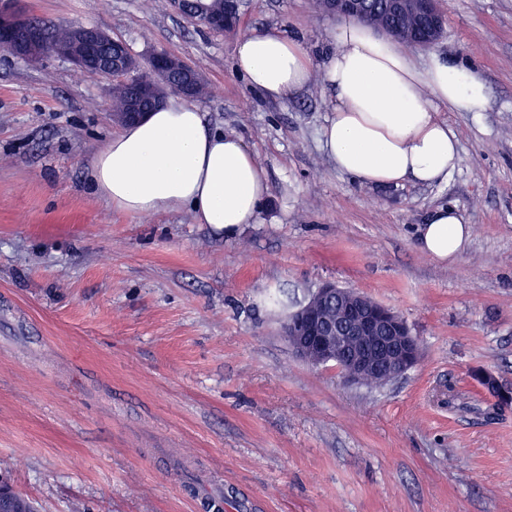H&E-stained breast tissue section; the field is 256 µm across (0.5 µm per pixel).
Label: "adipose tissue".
I'll list each match as a JSON object with an SVG mask.
<instances>
[{
  "label": "adipose tissue",
  "mask_w": 512,
  "mask_h": 512,
  "mask_svg": "<svg viewBox=\"0 0 512 512\" xmlns=\"http://www.w3.org/2000/svg\"><path fill=\"white\" fill-rule=\"evenodd\" d=\"M331 38L336 50L323 79L336 102L323 139L337 169L379 186L447 178L458 164V141L434 105L484 111L478 75L449 58L417 68L401 46L352 18ZM235 67L272 99L300 90L312 72L301 45L269 32L238 43ZM90 174L96 191L127 214L187 209L228 237L258 223L269 194L266 171L242 139L207 128L199 109L178 96L124 125L96 153ZM470 237L454 206L437 209L418 229L420 250L440 262L456 258Z\"/></svg>",
  "instance_id": "ef3b65f1"
}]
</instances>
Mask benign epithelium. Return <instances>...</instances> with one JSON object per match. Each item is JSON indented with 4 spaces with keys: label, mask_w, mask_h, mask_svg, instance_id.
Returning <instances> with one entry per match:
<instances>
[{
    "label": "benign epithelium",
    "mask_w": 512,
    "mask_h": 512,
    "mask_svg": "<svg viewBox=\"0 0 512 512\" xmlns=\"http://www.w3.org/2000/svg\"><path fill=\"white\" fill-rule=\"evenodd\" d=\"M320 12L339 18L351 16L368 22V0H316ZM242 0H226L224 16L195 18V25L216 32L234 31L241 19ZM388 14L416 23L414 34L389 23L375 28L402 43L428 48L444 33L447 19L439 0H388ZM71 40L47 43L29 16L14 7V0H0V47L31 63L56 57L76 68L115 84L135 83L154 106L163 105L171 93L198 99L199 71L181 57L155 51L146 69L121 39L97 25L70 26ZM292 352L314 365L336 364L350 384H366L381 377L394 379L416 365L420 358L417 338L398 312L354 289L327 282L292 314L281 328Z\"/></svg>",
    "instance_id": "obj_1"
}]
</instances>
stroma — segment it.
<instances>
[{"label":"stroma","mask_w":512,"mask_h":512,"mask_svg":"<svg viewBox=\"0 0 512 512\" xmlns=\"http://www.w3.org/2000/svg\"><path fill=\"white\" fill-rule=\"evenodd\" d=\"M148 2L20 6L193 64L205 123L243 139L270 195L232 238L185 209L119 211L89 176L120 129L111 81L0 52V479L37 512H512V404L478 380L512 391V0H441L443 36L410 49L473 69L488 104L437 105L458 166L398 186L324 150L337 21L314 0H245L231 35ZM265 31L313 62L279 100L234 64ZM448 205L472 234L439 263L417 228ZM328 280L401 314L418 363L369 387L298 358L281 326Z\"/></svg>","instance_id":"obj_1"}]
</instances>
